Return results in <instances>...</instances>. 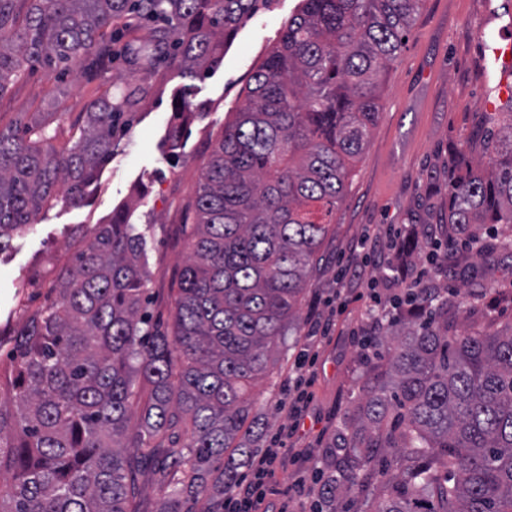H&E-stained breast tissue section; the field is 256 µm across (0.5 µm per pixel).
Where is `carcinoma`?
Here are the masks:
<instances>
[{
  "instance_id": "cac0c4a2",
  "label": "carcinoma",
  "mask_w": 512,
  "mask_h": 512,
  "mask_svg": "<svg viewBox=\"0 0 512 512\" xmlns=\"http://www.w3.org/2000/svg\"><path fill=\"white\" fill-rule=\"evenodd\" d=\"M256 0H0V98L38 66L107 80L113 59L174 55L199 72ZM213 147L196 189L174 334L151 324L145 232L120 211L80 240L55 299L0 366V512H224L263 423L249 391L300 327L336 204L382 109L381 89L423 0H300ZM155 26L152 43L132 22ZM106 92L62 151L42 120L0 132V253L57 200L76 206L112 154L124 108ZM460 236L512 229V111L480 125L448 166ZM362 361L325 450L314 512H512V324L448 335V286L410 288Z\"/></svg>"
}]
</instances>
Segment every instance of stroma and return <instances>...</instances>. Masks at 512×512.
<instances>
[{
  "label": "stroma",
  "mask_w": 512,
  "mask_h": 512,
  "mask_svg": "<svg viewBox=\"0 0 512 512\" xmlns=\"http://www.w3.org/2000/svg\"><path fill=\"white\" fill-rule=\"evenodd\" d=\"M300 0H258L249 18L228 39L219 67L196 74L176 59L144 58L115 62L122 82L145 85L149 92L126 117L112 143V156L99 170L84 205L64 202L44 207L31 228L13 237L0 253V353L9 354L25 315L48 300L47 281L78 247V235L109 221L118 209L135 203L133 223L146 230L151 278L148 310L153 324L172 326L180 273L188 257L185 226L191 223L196 187L209 154L234 111L242 88L262 65ZM512 41V0H424L407 39L390 64L382 92L383 110L355 164L346 194L336 206L332 232L320 251L318 270L301 305L295 348L283 351L273 375L252 389L263 414L259 448L287 437L297 456L277 470L267 496L269 512H280L295 479L305 500L316 499L314 475L324 467L325 447L355 395L364 344L378 335L367 316L373 281L385 267H367L362 278L337 283L340 269L358 264L350 246L387 224H439L448 210V152L464 146L478 119L507 111L499 96L501 74L488 45ZM101 80L72 73L62 81L44 69L10 87L0 97V131L26 122L33 113L55 112L60 140L89 102L101 95ZM192 104L198 117L184 131L178 156L166 143L173 110ZM475 278L432 273L447 283L457 329L492 330L512 324V245L504 233L486 240L469 255ZM346 303L331 339L317 349L313 401L297 437L287 435L282 411L288 385L307 349L309 332L326 299Z\"/></svg>",
  "instance_id": "1"
}]
</instances>
